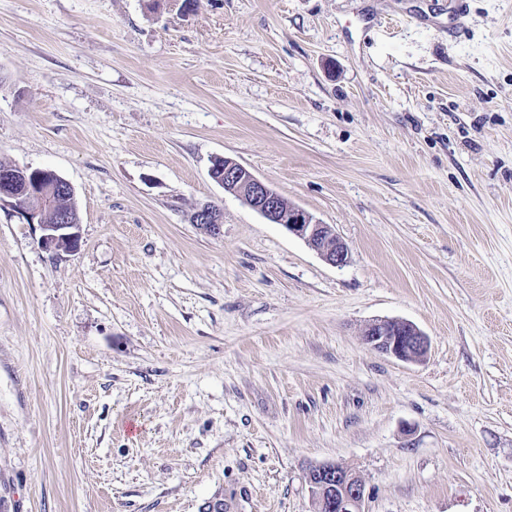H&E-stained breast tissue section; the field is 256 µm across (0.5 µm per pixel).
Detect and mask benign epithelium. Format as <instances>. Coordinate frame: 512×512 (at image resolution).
Segmentation results:
<instances>
[{
	"label": "benign epithelium",
	"instance_id": "7a95c632",
	"mask_svg": "<svg viewBox=\"0 0 512 512\" xmlns=\"http://www.w3.org/2000/svg\"><path fill=\"white\" fill-rule=\"evenodd\" d=\"M219 186L239 197L272 224L304 240L334 267L349 262V250L332 226L316 220L298 207L282 205L281 194L239 163L224 168ZM75 198L64 177L48 169L7 166L0 169V207L8 205L27 223L40 229L39 247L57 257L73 254L81 246V220L77 211L58 208L62 197ZM195 222L212 235L222 229V214L211 205L195 212ZM363 339L372 349L402 361H418L428 352L429 340L415 325L395 319H376L364 329ZM317 479L309 480L316 512H364V486L339 464L316 466Z\"/></svg>",
	"mask_w": 512,
	"mask_h": 512
}]
</instances>
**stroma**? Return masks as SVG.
Returning a JSON list of instances; mask_svg holds the SVG:
<instances>
[{
    "mask_svg": "<svg viewBox=\"0 0 512 512\" xmlns=\"http://www.w3.org/2000/svg\"><path fill=\"white\" fill-rule=\"evenodd\" d=\"M181 4L0 0V161L66 178L82 236L0 208V512H314L322 463L365 512H512V0ZM227 159H216L212 164L214 176L224 175L218 186L231 192L272 224H280L288 232L304 240L322 259L334 267H342L349 261V250L337 236L332 226L322 224L305 210L282 205L281 194L266 182L257 178L239 163L224 167ZM194 216V222L199 223L197 225L200 226L203 230L209 232L212 235L221 233L223 226L222 214L220 209L216 206L211 205L205 210H197ZM372 349L402 361H418L428 352L429 340L415 325L395 319H376L364 329Z\"/></svg>",
    "mask_w": 512,
    "mask_h": 512,
    "instance_id": "obj_1",
    "label": "stroma"
}]
</instances>
